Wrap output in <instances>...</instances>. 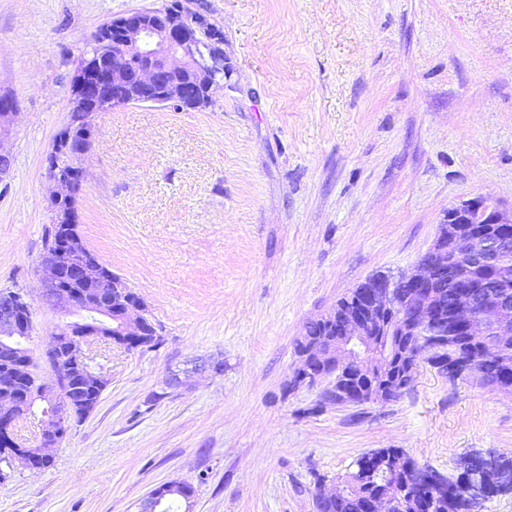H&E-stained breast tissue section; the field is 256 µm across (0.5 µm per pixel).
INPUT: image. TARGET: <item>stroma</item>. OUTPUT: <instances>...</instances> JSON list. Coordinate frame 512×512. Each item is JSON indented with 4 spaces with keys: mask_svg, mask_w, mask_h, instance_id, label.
<instances>
[{
    "mask_svg": "<svg viewBox=\"0 0 512 512\" xmlns=\"http://www.w3.org/2000/svg\"><path fill=\"white\" fill-rule=\"evenodd\" d=\"M168 0H0V290L34 319L39 374L60 318L42 295L47 174L80 50L104 23ZM224 87L203 109L98 113L77 230L144 301L158 346L96 342L90 415L15 466L0 512H139L159 485L192 512H315L364 453L444 474L512 455V390L421 366L391 402L320 405L286 385L310 320L378 272L413 269L449 207L512 208V0H207ZM174 372L187 373L176 389Z\"/></svg>",
    "mask_w": 512,
    "mask_h": 512,
    "instance_id": "1",
    "label": "stroma"
}]
</instances>
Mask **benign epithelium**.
Listing matches in <instances>:
<instances>
[{
  "label": "benign epithelium",
  "instance_id": "benign-epithelium-1",
  "mask_svg": "<svg viewBox=\"0 0 512 512\" xmlns=\"http://www.w3.org/2000/svg\"><path fill=\"white\" fill-rule=\"evenodd\" d=\"M208 7L202 0H180L175 7H164L155 12L130 13L115 19L113 28L119 32L118 42L105 39L98 42L105 57V66L93 68L85 63L77 66L75 75L77 96L72 98L71 112L82 115L85 130L75 132L70 125L55 135L48 160V177L58 187L51 200L55 205L71 197L77 183L83 181L85 169L81 161L88 154L96 128L99 106L122 108L129 105H149L165 108L170 105L192 106L199 101H212V91L219 86L213 76L215 63L224 59V39L216 35L202 44L197 34L212 29ZM14 95L0 93V139L9 132L12 116L16 113ZM512 222V209L505 210L482 197L462 201L450 208L434 241L431 257L419 262L417 269L394 276L381 274L371 278L361 292L355 310L342 335L328 344H314L295 369L294 377L310 387L320 380L341 371L346 377L362 371L381 373L385 359L376 347L384 336L394 330L404 335H435L452 340L463 334L473 342L503 349L512 343V275L501 271L502 258L512 249V237L497 233L478 236L476 225L507 224ZM453 233H448V224ZM457 258H467L496 271L494 288L478 309L461 302L451 309L437 301L432 287L439 280L448 281L456 288L463 280L458 269L448 266V252ZM46 272L45 291L52 293L53 308L70 321L61 326L60 336L69 335L73 326L79 327V342L69 348L68 358L78 368L82 380L97 390L105 381L101 372L87 362L85 347L93 342H112L114 337L143 336L142 317L137 313L139 301L121 278H113L102 271L99 261L83 254L67 241L59 244L53 257L41 262ZM62 279H69L99 289H112L120 297L125 315L108 328L97 323L86 325L84 318L94 314L107 316L105 309L89 300L87 294L68 288H54ZM34 330L32 313L27 301L19 294L12 302L0 307V344L12 340L20 332L30 335ZM427 364L446 378H459L465 373L463 359L453 362L454 371L448 372V358H434L431 352L413 359L409 371L416 372ZM348 404H366L388 401L384 389L368 393L349 382L343 387ZM40 401L48 405L42 419L40 436L30 442L17 436L18 422L30 415V410L11 403H0V441L8 443L14 452L3 460L8 469L22 458L47 459L46 449L58 444L66 433L69 401L63 399L58 385L53 392L39 393ZM467 480L461 495L466 504L463 512H479L486 498L512 493V470L499 464V453L474 451L461 466ZM179 486L173 481L151 492L141 512H157L161 494Z\"/></svg>",
  "mask_w": 512,
  "mask_h": 512
}]
</instances>
